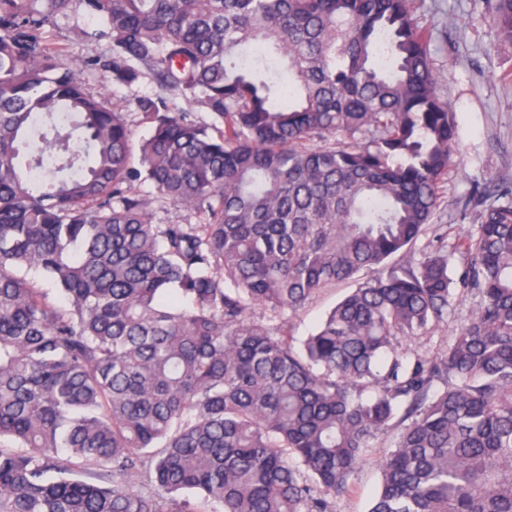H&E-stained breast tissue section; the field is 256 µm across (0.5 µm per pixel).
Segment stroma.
Listing matches in <instances>:
<instances>
[{"label":"stroma","instance_id":"35a3bbf8","mask_svg":"<svg viewBox=\"0 0 512 512\" xmlns=\"http://www.w3.org/2000/svg\"><path fill=\"white\" fill-rule=\"evenodd\" d=\"M419 25L434 30L431 56L440 75L441 93L457 114L458 153L441 184V221L449 234L475 230L480 208L469 205L474 188L494 193L512 183V41L503 39L484 9L482 0H414ZM80 14L58 17L55 38L77 58L110 55L107 40L76 37V29H96ZM81 80L91 89L108 88L112 104L128 114L135 137L145 127L133 104L137 95L153 91L149 83L135 89L111 85L101 69H82ZM347 284L324 291L288 321L295 341L309 336L322 317L347 293ZM380 482L373 462L360 465L351 477L350 495L337 498L336 512H367Z\"/></svg>","mask_w":512,"mask_h":512}]
</instances>
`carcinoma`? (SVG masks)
<instances>
[{"mask_svg":"<svg viewBox=\"0 0 512 512\" xmlns=\"http://www.w3.org/2000/svg\"><path fill=\"white\" fill-rule=\"evenodd\" d=\"M78 11L112 85L158 88L136 143L50 38ZM431 40L411 0H0V512H333L374 453L367 512H512V185L434 224ZM137 189L151 202V209L154 213V223L168 224L171 222H185L184 219L188 217V213L182 208L173 206L172 204L156 201L157 193L153 187L141 185L137 187ZM350 284L342 283L324 291L317 298L307 303L288 320V330L299 343L309 336L322 317L348 292ZM475 300L474 296L467 292L464 294L460 293L459 296L456 295L453 301V311L448 315V325L440 326L428 337L413 344L412 347L417 348L421 346L422 349H427L431 353L444 350L451 341L452 336L455 335L457 326L468 317L471 309L475 306Z\"/></svg>","mask_w":512,"mask_h":512,"instance_id":"1","label":"carcinoma"}]
</instances>
